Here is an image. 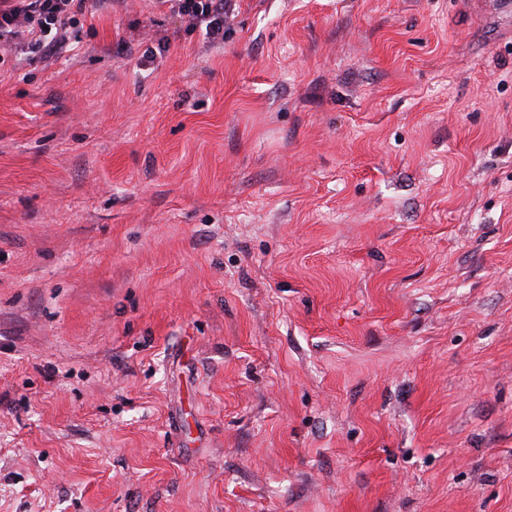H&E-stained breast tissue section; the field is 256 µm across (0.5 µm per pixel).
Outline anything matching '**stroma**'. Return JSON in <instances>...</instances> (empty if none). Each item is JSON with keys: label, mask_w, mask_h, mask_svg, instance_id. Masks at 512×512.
Here are the masks:
<instances>
[{"label": "stroma", "mask_w": 512, "mask_h": 512, "mask_svg": "<svg viewBox=\"0 0 512 512\" xmlns=\"http://www.w3.org/2000/svg\"><path fill=\"white\" fill-rule=\"evenodd\" d=\"M75 33L0 50V512H512V15Z\"/></svg>", "instance_id": "35a3bbf8"}]
</instances>
